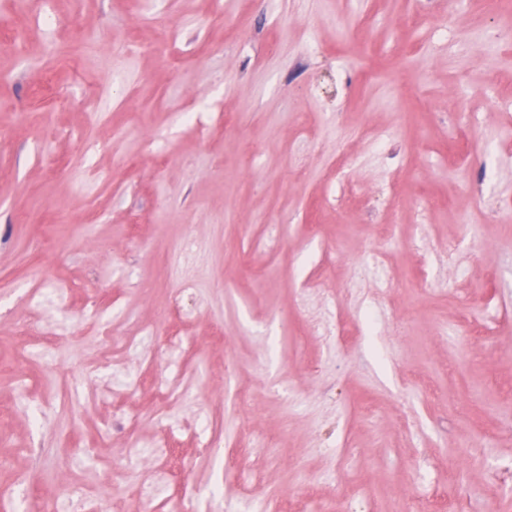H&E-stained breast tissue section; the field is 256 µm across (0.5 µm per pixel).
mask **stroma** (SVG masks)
Listing matches in <instances>:
<instances>
[{
	"label": "stroma",
	"instance_id": "1",
	"mask_svg": "<svg viewBox=\"0 0 512 512\" xmlns=\"http://www.w3.org/2000/svg\"><path fill=\"white\" fill-rule=\"evenodd\" d=\"M45 7L61 20L54 50L34 34L18 54L6 44L25 18L0 0V127L9 130L0 142V284L29 265L42 233L46 280L64 276L72 290L0 295L10 310L0 317V407L14 410L0 416V452L20 465L0 469V512L55 496L68 457L80 460L75 481L111 500L131 436L175 440L171 465L195 512H229L231 499L289 512L310 498L337 512H399L419 492L443 512L453 472L467 512L512 500V487L488 476L512 464V45L494 64L478 61L460 48L464 30L437 26L449 0H423L427 42L394 79L386 55L407 36L395 24L404 0H222L217 11L208 0H170L162 14L148 5L131 13L127 0ZM170 25L179 33L171 52L188 64L141 58L128 98L99 57L82 53L85 37L108 44L132 26L151 37ZM190 102L200 125L181 117ZM128 108L150 113L148 130L113 133ZM297 112L312 137L298 135ZM340 137L354 150L336 176ZM395 175L408 200L401 237L387 246L398 284L366 292L372 325L354 323L348 345L329 354L305 326L323 296L308 294L302 312L296 297L318 275L346 287L366 265ZM492 204L503 211L495 223L483 216ZM58 208L69 223H53ZM188 224L195 244L173 278L164 257ZM452 239L460 263L445 269L436 257ZM95 299L112 324L108 351L83 320ZM60 320L72 333L58 338L51 367L20 351L16 322ZM485 321L488 336L451 331ZM149 324L154 359L125 356ZM110 351L137 378L135 394L114 386L111 372L90 373ZM461 353L466 377L486 390L484 410L466 422L448 406ZM174 374L195 397L177 430L159 420ZM414 376L429 389L408 392ZM244 387L248 412L225 413ZM296 395L305 404L292 414ZM22 398L52 408V422L29 425L15 409ZM131 413L134 433L113 429ZM202 432L223 455L200 453ZM254 434L280 438L278 459L249 447ZM91 445L100 455L83 458ZM300 460L312 487L293 479ZM325 470L333 481H319ZM21 471L31 477L24 497ZM218 485L226 502L205 494Z\"/></svg>",
	"mask_w": 512,
	"mask_h": 512
}]
</instances>
